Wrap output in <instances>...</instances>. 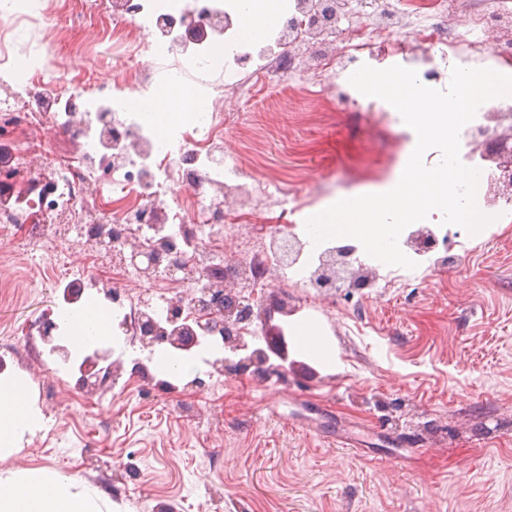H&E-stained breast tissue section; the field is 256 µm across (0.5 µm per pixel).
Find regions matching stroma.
I'll return each instance as SVG.
<instances>
[{
  "label": "stroma",
  "mask_w": 512,
  "mask_h": 512,
  "mask_svg": "<svg viewBox=\"0 0 512 512\" xmlns=\"http://www.w3.org/2000/svg\"><path fill=\"white\" fill-rule=\"evenodd\" d=\"M83 3L42 0L62 20L57 47L29 26L0 83L24 65L65 85L82 70L123 84V69L84 36ZM297 82L293 70L271 79L265 104L223 141L228 156L296 193L301 225L326 200L388 178L405 143L396 109L376 97L354 93L349 109L299 93L279 108L281 88ZM429 227L438 244L415 269L362 257L354 271L366 287L321 292L294 275L318 265L306 247L262 289L249 348L275 356L276 329L313 318L342 372L291 346L282 378L228 372L218 388L161 376L157 353L117 331L116 382L80 391L82 354L61 360L28 330L59 309L69 270L94 265L112 287L113 255L72 234L64 265L43 268L29 244L25 261L0 269L17 283L0 301V373L26 382L47 424L1 454L0 470L78 476L117 512H512V223Z\"/></svg>",
  "instance_id": "35a3bbf8"
}]
</instances>
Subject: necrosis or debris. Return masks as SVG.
I'll return each instance as SVG.
<instances>
[{"mask_svg": "<svg viewBox=\"0 0 512 512\" xmlns=\"http://www.w3.org/2000/svg\"><path fill=\"white\" fill-rule=\"evenodd\" d=\"M102 2L115 29L125 35V70L143 103L164 87L192 83L205 107L192 133L171 129L163 134L130 110L122 87L109 89L86 75L78 78L77 89L63 94L54 91L41 71L17 75L13 87L0 94V127L12 130L17 167L46 184L38 198L49 213L41 226L42 261L59 262L63 230L120 241L135 231L146 209L162 213L160 236L178 242L183 254L203 265L223 246L216 224L252 230L259 241L274 235L295 213L289 191L271 190L264 178L247 176L241 164H217L211 157L221 151L220 135L231 121L225 101L248 106L259 100L264 78L295 68L287 46L276 40L262 45L237 41L234 25L220 23L224 0H183L175 13L158 9L155 0ZM373 5L377 21H364L346 36L351 62L408 55L426 83L444 82L449 67L465 55L489 53L500 66L512 69V23L502 11L470 14L468 30L452 32L448 18L460 0H373ZM184 14L206 27V38L182 40ZM489 29L495 40L488 46L475 34ZM215 74L220 77L216 84L210 81ZM102 107L122 115L120 134L108 133L98 122L96 111ZM47 119L70 142V152L57 154L36 145L32 134ZM175 182L195 187L189 210L169 199L167 188ZM239 188L250 193L251 210H228L222 220H214V207L225 191ZM115 271L131 287L122 304L125 322L146 309L165 308V295L143 292L136 270L119 265Z\"/></svg>", "mask_w": 512, "mask_h": 512, "instance_id": "necrosis-or-debris-1", "label": "necrosis or debris"}]
</instances>
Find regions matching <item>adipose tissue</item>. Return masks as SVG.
Wrapping results in <instances>:
<instances>
[{"label": "adipose tissue", "mask_w": 512, "mask_h": 512, "mask_svg": "<svg viewBox=\"0 0 512 512\" xmlns=\"http://www.w3.org/2000/svg\"><path fill=\"white\" fill-rule=\"evenodd\" d=\"M283 0H224V7L237 19V37L262 42L280 18ZM199 97L190 90L168 87L153 99L146 117L159 130L192 121L199 111ZM66 340L76 349L90 341L111 336L112 312L91 300L65 316ZM292 334L299 353L319 359L331 371L342 364L329 345L322 326L313 319L293 323ZM42 418L24 380L0 376V452L19 447L23 437L35 433ZM104 492L82 485L74 476L36 467L25 472H0V512H107Z\"/></svg>", "instance_id": "ef3b65f1"}]
</instances>
